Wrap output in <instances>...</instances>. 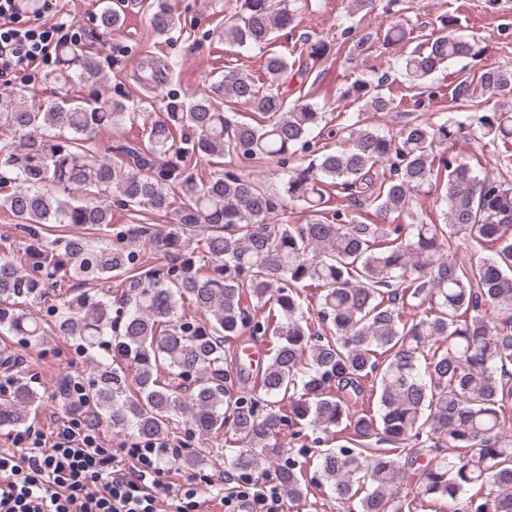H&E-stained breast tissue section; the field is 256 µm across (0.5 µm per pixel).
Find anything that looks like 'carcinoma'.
Instances as JSON below:
<instances>
[{
  "label": "carcinoma",
  "instance_id": "obj_1",
  "mask_svg": "<svg viewBox=\"0 0 512 512\" xmlns=\"http://www.w3.org/2000/svg\"><path fill=\"white\" fill-rule=\"evenodd\" d=\"M297 3L236 0L224 34L265 47L296 28ZM97 20L105 31L120 27L122 3ZM437 22V37L395 59L411 88L482 53L458 34L456 16ZM149 24L160 38L177 28L167 0H157ZM414 39L400 20L377 37L382 50ZM333 49L305 42L314 62ZM293 67L272 51L265 84L232 69L194 99L169 94L140 137L103 153L96 132L136 121L141 105L109 95L95 60L63 45L46 83L90 84L92 102L57 97L35 108L18 100L0 110V129L19 134L0 149V209L25 238V267L0 257V329L30 343L58 332L82 353L110 337L125 366L97 361L80 387L84 406L142 441L180 428L222 440L238 470L284 453L278 439L288 415L279 402L298 400L293 418L327 433L316 446L330 433L346 445L301 448L275 467L292 502L304 497L314 459L349 512H413L407 481L444 512H512V181L477 174L450 153L475 127L511 171L512 112L475 111L472 80L454 71L453 112L385 134L363 114L392 112L403 100L384 91L382 75L359 79L344 92L358 112L328 131L336 139L329 149L314 136L326 113L302 96L290 105L281 91ZM477 81L493 97L512 98L509 66L489 63ZM239 106L255 120H240ZM256 156L282 169L279 190L232 170L200 179L193 172L205 158ZM438 186L447 201L442 223L415 220L413 194ZM330 187L379 221L366 224L345 207L326 217ZM296 203L308 213L304 224L282 220ZM114 205L144 221L112 225ZM156 213L169 222L148 223ZM47 224L92 235L49 238ZM459 237L480 247L462 264L449 255ZM90 282L99 288L86 289ZM50 296L49 320L25 311L26 302ZM186 305L202 318L186 315ZM246 332L270 338L257 390L247 387L242 355L226 348ZM367 387L377 409L357 410L348 393ZM38 400L29 382L15 379L0 391V427L25 424ZM446 448L463 452L449 457Z\"/></svg>",
  "mask_w": 512,
  "mask_h": 512
}]
</instances>
